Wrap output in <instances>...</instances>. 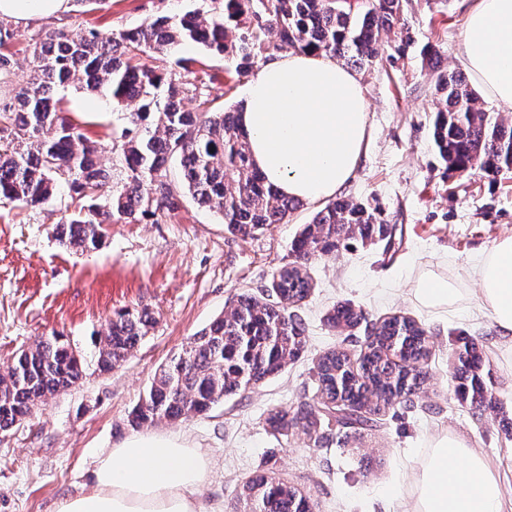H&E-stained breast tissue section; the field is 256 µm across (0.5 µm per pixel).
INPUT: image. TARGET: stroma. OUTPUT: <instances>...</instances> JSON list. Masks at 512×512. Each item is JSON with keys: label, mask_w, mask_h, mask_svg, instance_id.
I'll use <instances>...</instances> for the list:
<instances>
[{"label": "stroma", "mask_w": 512, "mask_h": 512, "mask_svg": "<svg viewBox=\"0 0 512 512\" xmlns=\"http://www.w3.org/2000/svg\"><path fill=\"white\" fill-rule=\"evenodd\" d=\"M472 3L413 0L404 16L413 45L401 53L393 43H382L372 66L359 72L368 138L341 194L376 200L402 231L397 253L386 259L380 248L357 242L313 261L315 288L300 310L306 326L302 356L208 414L159 423V430L187 434L210 457L212 469L195 494L205 512H242L239 485L269 471L307 492L315 512H404L415 461L443 432L487 457L501 484L503 512H512V435L495 412L476 417L461 406L448 381L451 333L463 329L482 343L496 393L512 409V357L494 343L493 318L477 299L474 277L476 259L512 237V172L493 182L475 172L442 178L430 137L436 76L463 68L461 32ZM200 5L201 0H72L64 22L78 34L94 29L107 36L150 14ZM47 27L44 21L14 26L0 50L16 72L29 71L33 44ZM429 43L438 51L431 67L420 54ZM178 55L204 81L213 106L242 105L249 79L234 75L231 59L207 56L193 43L183 44ZM62 108L101 144L102 160L110 162L112 136L124 125L122 110L73 88L65 90ZM68 201L62 189L42 206L0 204V367L18 350L53 335L65 337L83 362L74 387L35 406L0 435V512H57L63 500L89 490L98 461L131 435L127 415L161 365L238 294L256 291L290 262L293 236L317 210L316 204H303L286 223L241 236L186 197L175 216L110 225L102 247L82 253L54 237ZM429 272L460 290L449 313L428 312L409 295ZM340 300L374 318L402 313L424 324L433 341L430 379L414 411L385 416L380 428L352 446L316 448L297 430L276 440L265 416L272 408L311 400L313 358L340 344L355 353L364 342L363 334L344 338L327 327L324 315ZM126 307L148 309L156 322L125 362L98 373L92 334L106 331L114 312ZM390 485L396 489L391 497Z\"/></svg>", "instance_id": "35a3bbf8"}]
</instances>
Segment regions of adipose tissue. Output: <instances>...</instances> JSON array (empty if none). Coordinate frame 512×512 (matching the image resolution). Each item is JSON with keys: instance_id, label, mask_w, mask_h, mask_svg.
Returning a JSON list of instances; mask_svg holds the SVG:
<instances>
[{"instance_id": "ef3b65f1", "label": "adipose tissue", "mask_w": 512, "mask_h": 512, "mask_svg": "<svg viewBox=\"0 0 512 512\" xmlns=\"http://www.w3.org/2000/svg\"><path fill=\"white\" fill-rule=\"evenodd\" d=\"M70 0H0L15 23L63 18ZM463 64L478 89L512 108V0H475L461 33ZM241 123L256 167L280 195L306 202L332 197L353 175L366 137L367 103L359 76L336 59L291 52L260 65ZM478 299L492 314L496 345L512 355V237L477 266ZM413 301L435 313L454 305L455 284L422 276ZM211 460L182 433L129 437L100 459L92 488L58 512H200L194 495ZM407 512H502V491L486 458L440 433L423 454Z\"/></svg>"}]
</instances>
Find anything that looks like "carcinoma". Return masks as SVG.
Returning a JSON list of instances; mask_svg holds the SVG:
<instances>
[{"label":"carcinoma","mask_w":512,"mask_h":512,"mask_svg":"<svg viewBox=\"0 0 512 512\" xmlns=\"http://www.w3.org/2000/svg\"><path fill=\"white\" fill-rule=\"evenodd\" d=\"M208 14L195 9L158 15L103 38L94 30L73 35L64 25L35 42L30 74L18 79L15 95L0 99V203L35 207L49 203L65 185L71 199L54 228L60 244L98 248L112 223L157 222L180 208L189 194L220 214L232 234L248 236L283 224L300 201L279 195L251 161L238 109L214 111L204 86L187 79L186 60L176 47L193 43L214 57L236 59L242 76L275 52L314 51L355 68L370 65L385 40L404 52L413 38L403 15L412 0H209ZM152 52L172 60L158 73L134 63ZM98 93L121 106L126 126L112 142L111 163L87 142L79 124L59 108L68 87ZM432 141L442 177L480 170L493 180L512 166V124L488 112L464 74H438ZM187 98L198 111L185 109ZM396 225L381 208L363 199L338 198L317 211L293 237V260L278 268L256 292L236 296L228 310L192 336L170 359L128 415L134 430L206 413L280 373L305 349L298 312L313 289L312 260L349 243L396 245ZM340 331L364 328L370 343L356 356L333 349L315 364V398L290 411L275 408L265 423L274 435L291 429L318 448L376 429L381 415H401L429 379L431 341L414 318L371 319L349 302L326 313ZM145 309L113 314L97 338L96 370L111 371L127 359L153 326ZM455 399L473 413L502 409L482 345L458 334L448 358ZM81 361L61 336L19 350L0 375V432L9 431L42 398L74 385ZM248 512H313L299 489L261 474L241 484Z\"/></svg>","instance_id":"carcinoma-1"}]
</instances>
